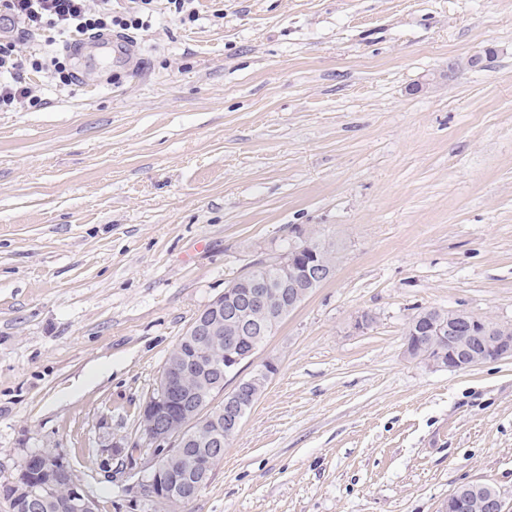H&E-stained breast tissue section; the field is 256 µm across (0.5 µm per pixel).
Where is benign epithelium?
Returning a JSON list of instances; mask_svg holds the SVG:
<instances>
[{"instance_id": "1", "label": "benign epithelium", "mask_w": 512, "mask_h": 512, "mask_svg": "<svg viewBox=\"0 0 512 512\" xmlns=\"http://www.w3.org/2000/svg\"><path fill=\"white\" fill-rule=\"evenodd\" d=\"M266 265L274 269L273 279L261 278L256 267L228 282L224 293L198 312L186 330L190 352L165 362L159 378V394L149 399L140 411L143 436L153 448L144 491L155 502H174L191 496L203 487L206 458L188 445L207 441L221 448L232 439L245 416L243 404L251 400L247 382L214 401L210 387L223 388L224 380L235 378L241 364L254 361L257 347L247 336H267L268 321L296 310L304 300L333 274L318 239L299 234L288 248ZM417 336H435L448 344V358L420 355L405 348L407 356L432 368L465 370L487 361L512 358V322H489L465 310L425 312L412 324ZM203 371L211 386L190 392L183 381L188 373ZM45 471L38 454L27 457L20 469V483L14 493L3 494L9 501L24 495L42 502L53 493L52 477L43 482L36 477ZM63 508L66 512H97L98 505L74 478ZM481 512H508L499 493L484 495L478 502Z\"/></svg>"}]
</instances>
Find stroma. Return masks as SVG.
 Returning <instances> with one entry per match:
<instances>
[{"label": "stroma", "instance_id": "stroma-1", "mask_svg": "<svg viewBox=\"0 0 512 512\" xmlns=\"http://www.w3.org/2000/svg\"><path fill=\"white\" fill-rule=\"evenodd\" d=\"M194 7L156 0L0 111V486L48 452L100 512H154L138 414L168 354L304 230L335 271L168 512H440L475 483L512 507V359L404 354L425 308L512 321V0Z\"/></svg>", "mask_w": 512, "mask_h": 512}]
</instances>
